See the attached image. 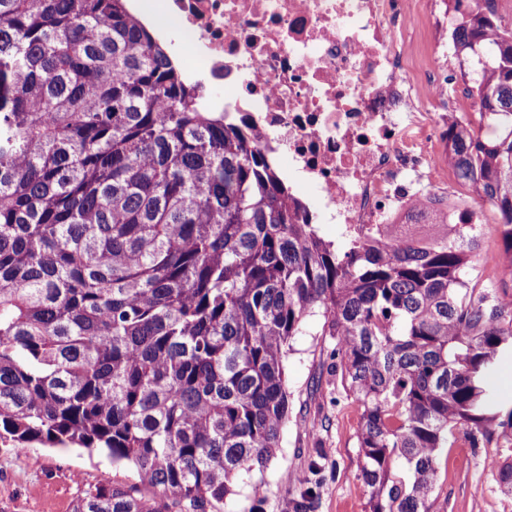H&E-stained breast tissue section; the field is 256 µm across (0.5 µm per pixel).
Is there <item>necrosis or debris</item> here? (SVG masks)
<instances>
[{"mask_svg": "<svg viewBox=\"0 0 512 512\" xmlns=\"http://www.w3.org/2000/svg\"><path fill=\"white\" fill-rule=\"evenodd\" d=\"M452 0H153L186 45L201 102L257 136L313 224L365 232L432 195L448 166V43L413 78L418 12L444 26Z\"/></svg>", "mask_w": 512, "mask_h": 512, "instance_id": "necrosis-or-debris-1", "label": "necrosis or debris"}]
</instances>
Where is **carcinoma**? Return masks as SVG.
I'll use <instances>...</instances> for the list:
<instances>
[{
	"mask_svg": "<svg viewBox=\"0 0 512 512\" xmlns=\"http://www.w3.org/2000/svg\"><path fill=\"white\" fill-rule=\"evenodd\" d=\"M474 2L452 43L479 122L448 114L473 207L346 228L340 251L129 0H0V443L86 448L137 477L74 512H206L264 470L314 316L361 411L368 512H431L460 434L512 447L494 386L512 292L480 270L512 279V29ZM486 204L501 248L475 262ZM490 470L512 494V460Z\"/></svg>",
	"mask_w": 512,
	"mask_h": 512,
	"instance_id": "cac0c4a2",
	"label": "carcinoma"
}]
</instances>
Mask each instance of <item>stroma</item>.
Instances as JSON below:
<instances>
[{
  "mask_svg": "<svg viewBox=\"0 0 512 512\" xmlns=\"http://www.w3.org/2000/svg\"><path fill=\"white\" fill-rule=\"evenodd\" d=\"M331 346L316 317L294 337L285 362L290 414L280 446L264 471L238 478L233 495L208 512H253L257 484L265 491V512H292L291 501L304 493L311 496L309 512H366L367 489L357 477L360 410L329 367ZM310 448L323 454L321 476L309 472ZM490 454L463 437L445 449L432 512H512V495L501 491L487 467ZM135 481L129 466L82 448L20 454L0 445V512H73L92 485Z\"/></svg>",
  "mask_w": 512,
  "mask_h": 512,
  "instance_id": "1",
  "label": "stroma"
}]
</instances>
